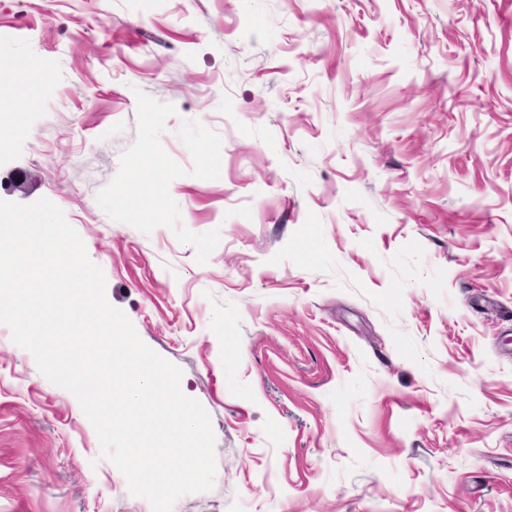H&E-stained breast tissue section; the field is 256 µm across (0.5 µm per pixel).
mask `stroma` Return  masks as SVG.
Wrapping results in <instances>:
<instances>
[{
	"instance_id": "obj_1",
	"label": "stroma",
	"mask_w": 512,
	"mask_h": 512,
	"mask_svg": "<svg viewBox=\"0 0 512 512\" xmlns=\"http://www.w3.org/2000/svg\"><path fill=\"white\" fill-rule=\"evenodd\" d=\"M48 198L211 416L173 512H512V0H0ZM0 512H151L0 324Z\"/></svg>"
}]
</instances>
